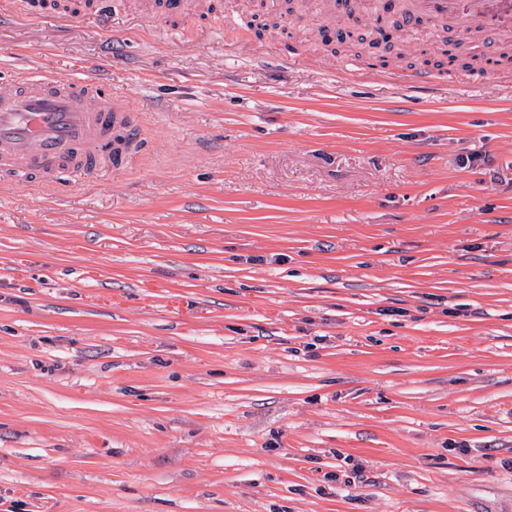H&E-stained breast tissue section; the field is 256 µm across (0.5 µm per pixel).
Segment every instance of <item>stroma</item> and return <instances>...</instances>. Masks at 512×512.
<instances>
[{"mask_svg":"<svg viewBox=\"0 0 512 512\" xmlns=\"http://www.w3.org/2000/svg\"><path fill=\"white\" fill-rule=\"evenodd\" d=\"M280 15L0 20L143 134L0 188V512H512V83Z\"/></svg>","mask_w":512,"mask_h":512,"instance_id":"stroma-1","label":"stroma"}]
</instances>
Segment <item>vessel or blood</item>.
I'll return each mask as SVG.
<instances>
[{"instance_id": "b4317fda", "label": "vessel or blood", "mask_w": 512, "mask_h": 512, "mask_svg": "<svg viewBox=\"0 0 512 512\" xmlns=\"http://www.w3.org/2000/svg\"><path fill=\"white\" fill-rule=\"evenodd\" d=\"M404 27L424 23L451 36L496 18L494 42L512 41V0H398ZM18 91L0 92V182L47 178L65 183L76 170H119L134 159L141 126L125 103L99 83L28 75Z\"/></svg>"}]
</instances>
